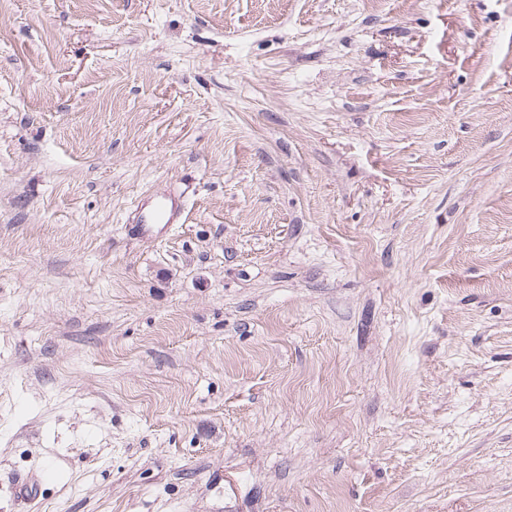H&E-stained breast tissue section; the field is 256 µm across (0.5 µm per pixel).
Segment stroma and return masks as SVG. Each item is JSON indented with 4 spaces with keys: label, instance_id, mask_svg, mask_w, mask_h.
<instances>
[{
    "label": "stroma",
    "instance_id": "stroma-1",
    "mask_svg": "<svg viewBox=\"0 0 512 512\" xmlns=\"http://www.w3.org/2000/svg\"><path fill=\"white\" fill-rule=\"evenodd\" d=\"M0 512H512V0H0ZM185 209L181 195L141 199L133 207L136 232L141 237H153L156 226L168 230L173 224H183Z\"/></svg>",
    "mask_w": 512,
    "mask_h": 512
}]
</instances>
